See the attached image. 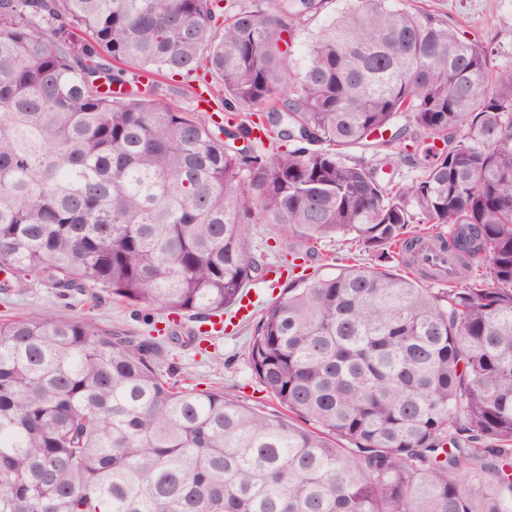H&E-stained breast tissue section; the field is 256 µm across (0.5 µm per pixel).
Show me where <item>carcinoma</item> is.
Returning a JSON list of instances; mask_svg holds the SVG:
<instances>
[{"instance_id":"carcinoma-1","label":"carcinoma","mask_w":512,"mask_h":512,"mask_svg":"<svg viewBox=\"0 0 512 512\" xmlns=\"http://www.w3.org/2000/svg\"><path fill=\"white\" fill-rule=\"evenodd\" d=\"M221 2L0 0V290L229 316L258 223L406 268L431 244L458 286L293 256L248 344L288 418L182 390L90 319H0V512H512V62L343 0L296 70L327 0ZM203 66L224 124L159 93ZM256 127L288 151L235 146ZM423 137L443 147L404 182L389 148Z\"/></svg>"}]
</instances>
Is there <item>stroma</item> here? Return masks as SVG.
<instances>
[{"mask_svg":"<svg viewBox=\"0 0 512 512\" xmlns=\"http://www.w3.org/2000/svg\"><path fill=\"white\" fill-rule=\"evenodd\" d=\"M414 4L434 10L450 25L475 35L481 45L493 48L496 61H512V27L505 24L512 17V0H414ZM249 244L267 264L285 261L293 251L303 254L302 265L308 276L326 275L333 267L354 261L370 267L381 263L374 253L339 238L306 247L287 238L276 224L251 225ZM56 310L76 319L91 318L100 328L122 336L154 337L159 353L152 359L153 367L180 387L218 388L226 398L257 411H282L277 400L255 379L247 362L254 320L215 336L201 347L193 340L200 318L190 313L175 321L159 307L127 303L98 289L62 297L48 283L37 279L9 293L0 292V319L39 316Z\"/></svg>","mask_w":512,"mask_h":512,"instance_id":"35a3bbf8","label":"stroma"}]
</instances>
